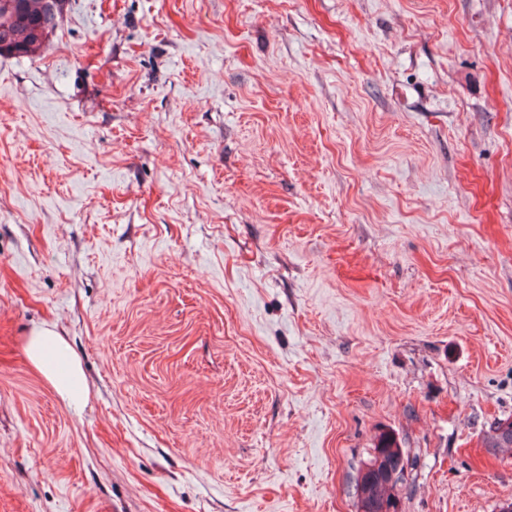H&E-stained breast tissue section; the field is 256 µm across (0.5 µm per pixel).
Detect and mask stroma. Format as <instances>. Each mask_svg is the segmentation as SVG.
<instances>
[{"instance_id":"obj_1","label":"stroma","mask_w":512,"mask_h":512,"mask_svg":"<svg viewBox=\"0 0 512 512\" xmlns=\"http://www.w3.org/2000/svg\"><path fill=\"white\" fill-rule=\"evenodd\" d=\"M56 329L76 408L29 361ZM512 0H66L0 57V512H501ZM66 348L62 337L47 325L34 327L26 339L27 356L34 367L52 382L63 399L80 406L86 402L84 373L79 361L68 359ZM53 354L62 357L61 365L48 363ZM504 428L500 435H496L498 430ZM498 438L508 439L504 442L506 445H511L510 447H503V444L496 443ZM484 444L486 448H491L493 451L502 450V448H507L512 451V419L499 420L493 426L490 427L489 431L484 435L483 438ZM380 457L383 460H392L393 463H401V468L397 474L398 470L393 467V464L384 462L385 475L393 479L373 480L369 477L368 474L371 468L376 469ZM365 469L367 472H365ZM404 469L403 448H400L393 435L389 433L380 434L374 447L371 448L368 458L363 460L358 468L354 479L358 512H375L371 510L372 506L382 500H390L400 505L398 485L403 480Z\"/></svg>"}]
</instances>
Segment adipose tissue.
<instances>
[{"instance_id":"1","label":"adipose tissue","mask_w":512,"mask_h":512,"mask_svg":"<svg viewBox=\"0 0 512 512\" xmlns=\"http://www.w3.org/2000/svg\"><path fill=\"white\" fill-rule=\"evenodd\" d=\"M30 362L54 385L63 399L80 406L86 401L84 373L79 361L66 358V344L50 326L33 328L26 339Z\"/></svg>"}]
</instances>
